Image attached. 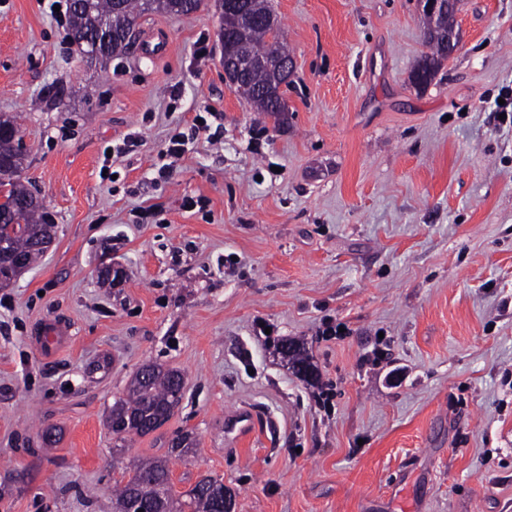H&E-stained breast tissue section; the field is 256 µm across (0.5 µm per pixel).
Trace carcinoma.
Wrapping results in <instances>:
<instances>
[{
	"label": "carcinoma",
	"mask_w": 512,
	"mask_h": 512,
	"mask_svg": "<svg viewBox=\"0 0 512 512\" xmlns=\"http://www.w3.org/2000/svg\"><path fill=\"white\" fill-rule=\"evenodd\" d=\"M69 33L72 42L88 53L86 38L97 35L103 49L97 59L104 62L124 51L129 42L126 35L136 21L149 12L190 15L197 12L203 0H68ZM239 6L257 17L253 27L240 34L235 29L219 30L224 56L247 52L255 57L288 55L280 40L279 25L263 21L269 10L267 0H239ZM424 41L430 50V62L422 70H414L412 81L425 86L434 78L442 61L448 59V31L457 27L456 10L432 17L423 15ZM258 112L278 117L286 111L280 81L266 70L253 72L235 88ZM19 130L11 116H0V225L7 242V251L25 258L22 268L0 262V288L11 285L25 270L35 264L51 242L54 225L39 199L22 181L25 155L14 138ZM183 374L159 364H147L132 377L126 396L112 404L107 425L112 434L145 436L169 421L183 398ZM193 431L181 429L169 441L167 455L135 464L127 482L120 486L112 501L113 512H131L136 496L150 502L153 512H224V500L230 492L211 476L201 477L184 494L175 496L170 485L168 457L185 456L196 447Z\"/></svg>",
	"instance_id": "1"
}]
</instances>
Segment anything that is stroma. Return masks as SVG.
<instances>
[{"label":"stroma","mask_w":512,"mask_h":512,"mask_svg":"<svg viewBox=\"0 0 512 512\" xmlns=\"http://www.w3.org/2000/svg\"><path fill=\"white\" fill-rule=\"evenodd\" d=\"M50 4L0 0V114L55 223L0 288V512H112L181 428L174 493L213 476L233 512H512V0H460L425 87L419 0H270L295 63L280 120L225 86L214 6L144 16L89 65ZM149 362L183 373L181 404L117 438L109 409ZM237 410L254 428L229 443Z\"/></svg>","instance_id":"obj_1"}]
</instances>
